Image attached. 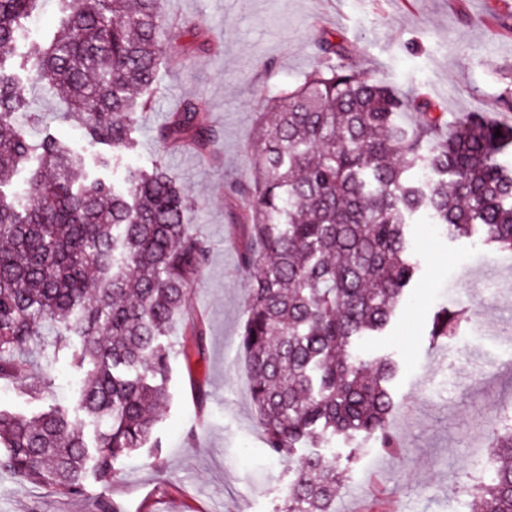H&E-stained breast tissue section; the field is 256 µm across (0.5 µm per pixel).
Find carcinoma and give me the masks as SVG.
Instances as JSON below:
<instances>
[{
	"label": "carcinoma",
	"instance_id": "obj_1",
	"mask_svg": "<svg viewBox=\"0 0 512 512\" xmlns=\"http://www.w3.org/2000/svg\"><path fill=\"white\" fill-rule=\"evenodd\" d=\"M39 0H0V380L24 379L26 352L43 348L24 385L44 399L60 354L82 371L77 411L25 417L0 410V472L58 496L92 473L112 479L153 440L169 402L170 325L205 271L208 242L188 230V192L156 163L125 168L122 183L73 189L84 158L53 134L20 127L28 101L3 71L20 22ZM59 29L32 45L36 79L65 93L86 137L112 148L103 167L135 150L164 63L160 0H59ZM324 64L270 100L246 146L261 174L244 215L250 298L240 340L255 421L269 457L294 465L280 512H335L340 457L327 439L373 438L403 449L388 425L396 363L358 347L394 323L420 278L406 234L421 212L445 235L512 252V123L477 115L448 125L422 98H401L321 38ZM501 136H495V132ZM220 138L202 101L184 102L155 130L163 146L206 148ZM39 164L32 168L33 158ZM27 172L25 195L1 191ZM466 313L444 314L434 336H454ZM493 464L482 512H512V424L490 427ZM309 452L295 459L297 449Z\"/></svg>",
	"mask_w": 512,
	"mask_h": 512
}]
</instances>
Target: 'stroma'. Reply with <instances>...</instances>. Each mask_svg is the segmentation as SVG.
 <instances>
[{
    "instance_id": "stroma-1",
    "label": "stroma",
    "mask_w": 512,
    "mask_h": 512,
    "mask_svg": "<svg viewBox=\"0 0 512 512\" xmlns=\"http://www.w3.org/2000/svg\"><path fill=\"white\" fill-rule=\"evenodd\" d=\"M177 22L158 75L155 105L123 165L162 162L187 188L191 232L207 239L209 264L191 285L171 334L182 345L172 358L171 399L154 429L163 465L151 449L127 459L106 483L87 478L82 494L60 499L10 473H0V512H95L114 501L124 512H276L292 473L264 452L239 347L249 298L240 262L247 242L234 215L246 198L231 185L254 183L245 147L272 96L291 88L322 57L316 41L334 35L349 63L398 94H421L445 106L449 119L470 112L512 120L502 93L512 86V0H162ZM203 24L210 53L197 51ZM31 43L17 42L5 72L31 102L30 139L62 136L85 159L84 180L112 179L95 165L105 148L67 118L68 104L32 84ZM203 97L221 131L215 153L169 150L153 137L184 99ZM422 278L391 336L365 346L390 354L400 371L389 419L406 456L385 453L371 439L337 440L348 460L336 512H473L460 495L472 471L468 422L512 407V253L480 255L469 239H450L428 221L410 225ZM492 279L497 289H484ZM470 316L455 338L432 337L441 311ZM44 401L0 381V409L32 415L74 405L80 375L60 356Z\"/></svg>"
}]
</instances>
